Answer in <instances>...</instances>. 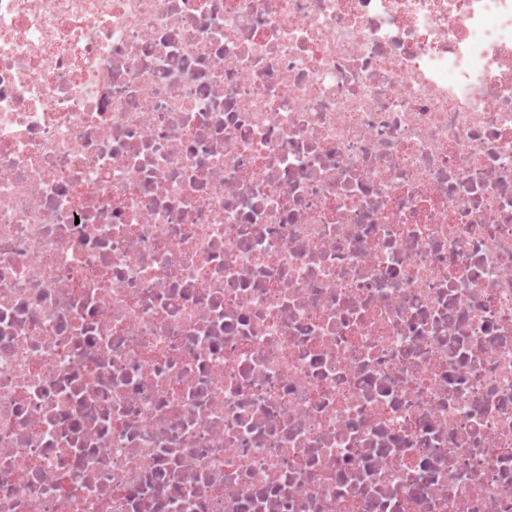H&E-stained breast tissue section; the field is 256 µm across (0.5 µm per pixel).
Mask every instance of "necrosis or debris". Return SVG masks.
I'll return each mask as SVG.
<instances>
[{"mask_svg": "<svg viewBox=\"0 0 512 512\" xmlns=\"http://www.w3.org/2000/svg\"><path fill=\"white\" fill-rule=\"evenodd\" d=\"M0 512H512V0H0Z\"/></svg>", "mask_w": 512, "mask_h": 512, "instance_id": "obj_1", "label": "necrosis or debris"}]
</instances>
